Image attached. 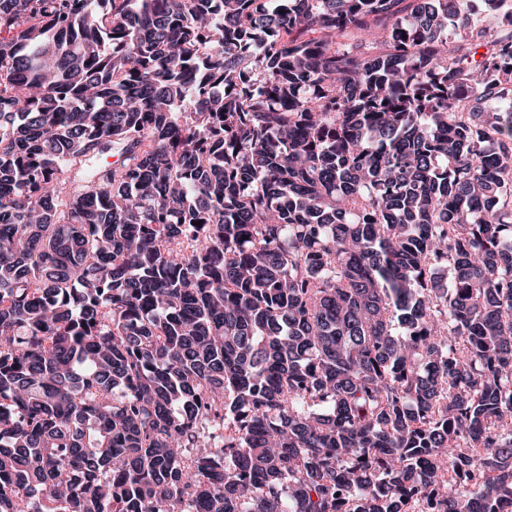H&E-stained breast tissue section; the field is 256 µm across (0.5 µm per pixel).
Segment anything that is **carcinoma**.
I'll list each match as a JSON object with an SVG mask.
<instances>
[{
	"label": "carcinoma",
	"mask_w": 512,
	"mask_h": 512,
	"mask_svg": "<svg viewBox=\"0 0 512 512\" xmlns=\"http://www.w3.org/2000/svg\"><path fill=\"white\" fill-rule=\"evenodd\" d=\"M508 12L0 0V512H504Z\"/></svg>",
	"instance_id": "1"
}]
</instances>
